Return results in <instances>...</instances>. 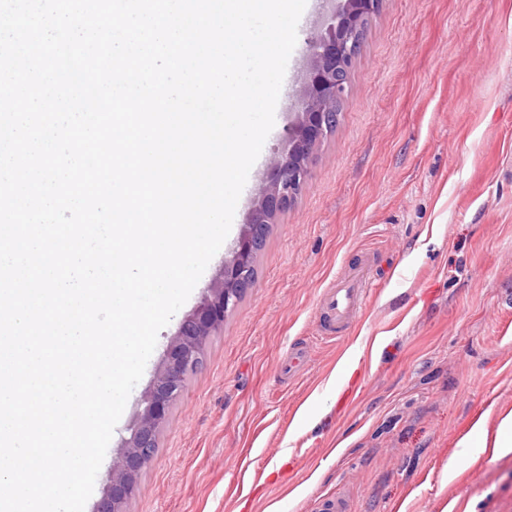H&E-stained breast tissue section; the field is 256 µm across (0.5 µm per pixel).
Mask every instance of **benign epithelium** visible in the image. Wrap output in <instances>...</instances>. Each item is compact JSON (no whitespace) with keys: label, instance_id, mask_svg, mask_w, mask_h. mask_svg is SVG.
<instances>
[{"label":"benign epithelium","instance_id":"7a95c632","mask_svg":"<svg viewBox=\"0 0 512 512\" xmlns=\"http://www.w3.org/2000/svg\"><path fill=\"white\" fill-rule=\"evenodd\" d=\"M378 0H323L321 29L308 39L310 65L297 95V117L288 133V150L268 163L249 219L204 295L170 340L164 362L143 395L142 409L122 450L104 477V495L95 512H126L138 490L141 472L153 460L169 409L179 398L185 376L204 364L210 337L224 328V318L254 284L255 261L277 215L305 186L307 159L336 118V101L346 90L339 71L349 72L360 39L362 20Z\"/></svg>","mask_w":512,"mask_h":512}]
</instances>
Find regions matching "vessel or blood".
<instances>
[{
	"label": "vessel or blood",
	"mask_w": 512,
	"mask_h": 512,
	"mask_svg": "<svg viewBox=\"0 0 512 512\" xmlns=\"http://www.w3.org/2000/svg\"><path fill=\"white\" fill-rule=\"evenodd\" d=\"M370 271V261H363L324 293L321 307L328 320V334L342 332L357 319L371 293Z\"/></svg>",
	"instance_id": "b4317fda"
}]
</instances>
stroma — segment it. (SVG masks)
Returning a JSON list of instances; mask_svg holds the SVG:
<instances>
[{
	"label": "stroma",
	"mask_w": 512,
	"mask_h": 512,
	"mask_svg": "<svg viewBox=\"0 0 512 512\" xmlns=\"http://www.w3.org/2000/svg\"><path fill=\"white\" fill-rule=\"evenodd\" d=\"M321 13L304 9L275 124L231 230L158 334L114 429L118 455L181 321L247 221ZM374 256L377 290L322 341L320 300ZM256 278L185 377L127 512H512V454L441 469L487 409H512V0H382L350 71L341 122L272 224ZM365 351L352 381L342 361ZM309 358L289 381L288 353Z\"/></svg>",
	"instance_id": "1"
}]
</instances>
